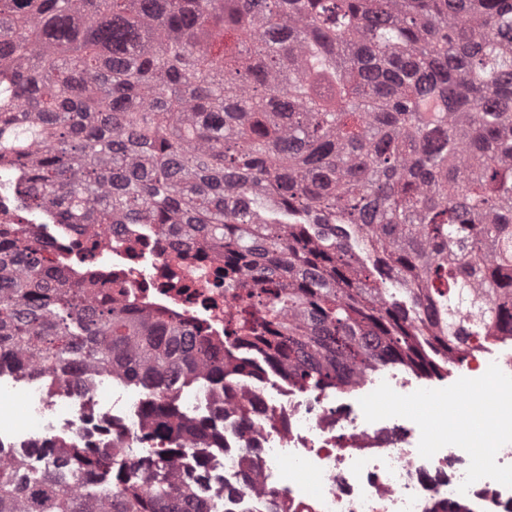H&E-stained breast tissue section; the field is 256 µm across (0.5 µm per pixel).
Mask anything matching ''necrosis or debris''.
Here are the masks:
<instances>
[{
    "mask_svg": "<svg viewBox=\"0 0 512 512\" xmlns=\"http://www.w3.org/2000/svg\"><path fill=\"white\" fill-rule=\"evenodd\" d=\"M46 217L39 212L27 227L43 238L47 265L64 267L70 285L80 286L78 261L85 247H93L99 272L113 280L98 300L185 322L201 328L212 347L238 350L237 342L224 339V315L238 313L241 304L224 292L223 255L179 249L148 224L135 236L122 224L78 234L64 224L50 225ZM144 406L112 374L92 381L81 370L30 378L0 368V458L8 449L62 433L82 447L110 446L132 479L174 470L185 476L205 467L211 483L203 497L223 512H256L255 503L271 490L308 500L304 512H424L440 497L472 502L479 512H512V406L495 408L473 426L474 434L493 443L490 456L451 448L422 457L412 443L386 428L371 429L359 417L331 410L317 416L302 401L280 402L258 388L238 386L226 418L212 423L221 446L193 449L173 467L148 445ZM245 468L252 486L230 494L227 477H240Z\"/></svg>",
    "mask_w": 512,
    "mask_h": 512,
    "instance_id": "obj_1",
    "label": "necrosis or debris"
}]
</instances>
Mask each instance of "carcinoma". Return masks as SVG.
I'll return each instance as SVG.
<instances>
[{"label": "carcinoma", "instance_id": "cac0c4a2", "mask_svg": "<svg viewBox=\"0 0 512 512\" xmlns=\"http://www.w3.org/2000/svg\"><path fill=\"white\" fill-rule=\"evenodd\" d=\"M0 162L57 224H151L224 255L226 333L302 388L512 337V0H0ZM374 256L368 268L353 244ZM0 223V365L151 388L158 455L209 446L172 394L232 367L200 330L87 299ZM391 282L396 293L382 287ZM0 512H208L204 476H122L60 439ZM78 469L94 490L62 486Z\"/></svg>", "mask_w": 512, "mask_h": 512}]
</instances>
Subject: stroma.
<instances>
[{
  "instance_id": "35a3bbf8",
  "label": "stroma",
  "mask_w": 512,
  "mask_h": 512,
  "mask_svg": "<svg viewBox=\"0 0 512 512\" xmlns=\"http://www.w3.org/2000/svg\"><path fill=\"white\" fill-rule=\"evenodd\" d=\"M510 356L512 340L486 345L482 358L487 369L479 374L463 362L449 366L444 375L430 377L400 364L389 365L374 372L372 383L348 393L333 392L332 398L342 410L365 412L399 431L424 429L427 438L420 448L432 451L449 433L461 436L469 431L480 413L475 392L487 386L493 373L512 377L506 363Z\"/></svg>"
}]
</instances>
